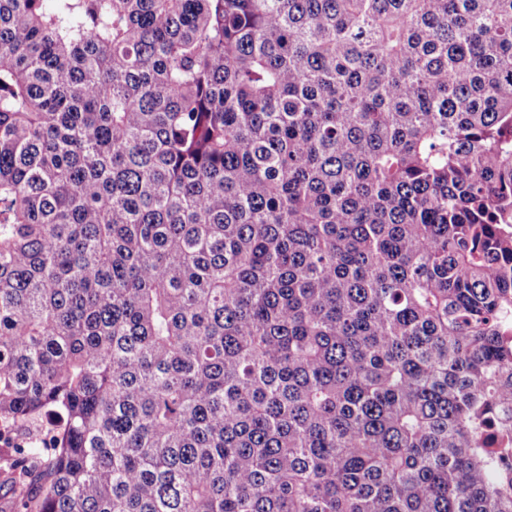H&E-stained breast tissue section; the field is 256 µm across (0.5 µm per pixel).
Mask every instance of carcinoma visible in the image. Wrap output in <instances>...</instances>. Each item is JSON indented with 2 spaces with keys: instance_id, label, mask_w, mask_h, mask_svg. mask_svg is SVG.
<instances>
[{
  "instance_id": "1",
  "label": "carcinoma",
  "mask_w": 512,
  "mask_h": 512,
  "mask_svg": "<svg viewBox=\"0 0 512 512\" xmlns=\"http://www.w3.org/2000/svg\"><path fill=\"white\" fill-rule=\"evenodd\" d=\"M512 0H0L19 512H512Z\"/></svg>"
}]
</instances>
